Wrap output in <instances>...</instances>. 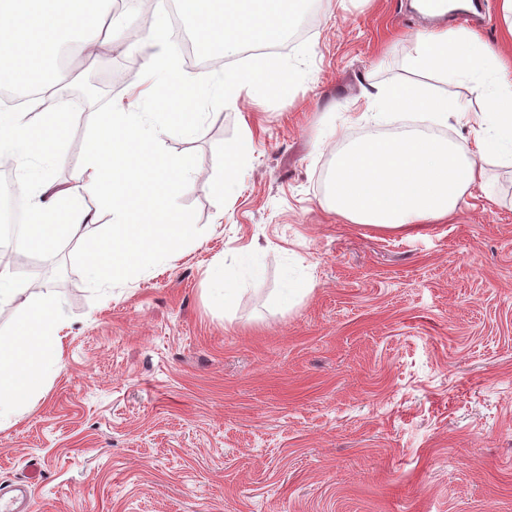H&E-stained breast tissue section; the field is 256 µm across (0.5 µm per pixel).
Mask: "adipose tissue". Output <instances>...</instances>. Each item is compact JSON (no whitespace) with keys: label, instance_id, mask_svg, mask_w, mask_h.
I'll return each mask as SVG.
<instances>
[{"label":"adipose tissue","instance_id":"1","mask_svg":"<svg viewBox=\"0 0 512 512\" xmlns=\"http://www.w3.org/2000/svg\"><path fill=\"white\" fill-rule=\"evenodd\" d=\"M107 0H0V16L14 22L0 54V86L24 87L42 80L53 88L59 73L60 48L77 50L90 36L92 22ZM303 0H180L183 13L195 23L201 43L218 41L232 55L245 44L276 41L296 25ZM142 50L148 53L147 93L150 99L178 89L183 111L133 112L113 102L91 113V138L75 172L85 196L105 202L112 223L92 233L96 213L82 206L55 179L56 147L64 122L57 113H34L25 106L0 104V159L11 162L25 184L24 212L9 240L17 247L53 255L59 242H83L81 261L93 283L124 281L142 267H166L176 247L189 241L194 227L172 205L189 188L193 169L187 158L164 155L155 148V133L166 126L184 135L195 132L207 108L237 101L242 94H285L284 74L297 65L278 54L256 58L244 71L205 78L190 73L171 47L167 13H159ZM409 66L476 83L484 94L482 112L467 117V138L447 140L419 130L364 139L336 154L324 204L352 224L400 232L455 214L474 189L484 187L481 161L496 157L512 162V59L504 58L465 29L423 31ZM362 106L352 123L361 124L389 112L424 111L437 124H447L457 111L447 97L416 82L372 84L361 94ZM40 148H33L32 140ZM151 165H144V155ZM261 274L256 257L238 255L212 283L210 299L232 309L244 283ZM313 280L301 259L289 256L284 286L274 305L292 310L311 291ZM14 306L15 324L0 335V425L19 416L41 396L54 373L64 346L57 298L32 291L0 265V306Z\"/></svg>","mask_w":512,"mask_h":512}]
</instances>
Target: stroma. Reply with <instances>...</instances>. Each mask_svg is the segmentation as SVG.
Returning <instances> with one entry per match:
<instances>
[{
    "label": "stroma",
    "mask_w": 512,
    "mask_h": 512,
    "mask_svg": "<svg viewBox=\"0 0 512 512\" xmlns=\"http://www.w3.org/2000/svg\"><path fill=\"white\" fill-rule=\"evenodd\" d=\"M409 2L307 0L281 46L300 63L288 94L213 107L190 139L159 132L194 169L175 206L196 235L167 271L96 288L70 238L28 251L36 270L11 263L61 298L69 328L42 397L0 428V487L30 485L37 512H512V167L485 160L486 190L406 234L323 206L346 143L432 124L348 119L361 87L411 79L432 23ZM157 8L113 0L110 37L59 72L71 191L88 113L140 104L147 58L130 46ZM246 124L225 207L224 147ZM252 248L263 278L231 311L213 305V273ZM290 252L314 289L283 313L271 297Z\"/></svg>",
    "instance_id": "35a3bbf8"
}]
</instances>
